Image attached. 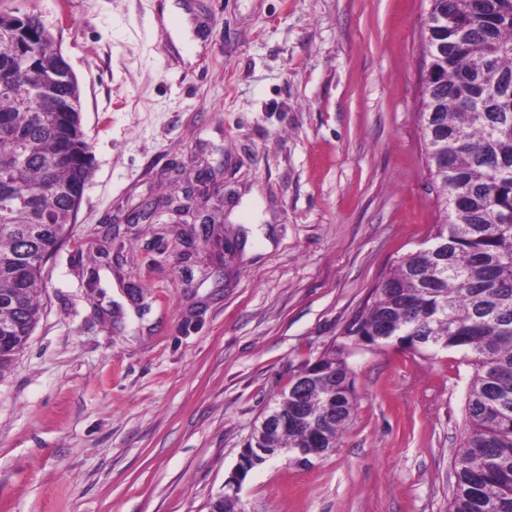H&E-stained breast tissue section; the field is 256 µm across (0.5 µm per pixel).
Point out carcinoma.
Here are the masks:
<instances>
[{
	"mask_svg": "<svg viewBox=\"0 0 512 512\" xmlns=\"http://www.w3.org/2000/svg\"><path fill=\"white\" fill-rule=\"evenodd\" d=\"M421 130L443 216L429 243L402 256L372 291L346 335L357 346L396 343L428 353L458 350L475 366L465 405L467 432L454 460L448 512H512V0H430ZM12 36L0 15V71L11 67ZM55 57L20 77L37 91L74 96ZM78 112L46 98L0 94V372L40 319L43 266L74 223L72 198L91 175ZM54 195L43 194L46 185ZM298 410L282 392L271 411L287 425L261 445L307 448L309 428L325 447L355 411L346 347L304 367Z\"/></svg>",
	"mask_w": 512,
	"mask_h": 512,
	"instance_id": "carcinoma-1",
	"label": "carcinoma"
}]
</instances>
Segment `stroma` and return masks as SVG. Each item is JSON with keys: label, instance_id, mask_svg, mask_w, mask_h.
Masks as SVG:
<instances>
[{"label": "stroma", "instance_id": "35a3bbf8", "mask_svg": "<svg viewBox=\"0 0 512 512\" xmlns=\"http://www.w3.org/2000/svg\"><path fill=\"white\" fill-rule=\"evenodd\" d=\"M0 0L38 15L81 91L92 174L0 374V512H208L254 425L440 219L421 131L429 0ZM215 180L198 188L201 167ZM194 187L191 210L122 218ZM357 409L243 512H447L475 373L354 350Z\"/></svg>", "mask_w": 512, "mask_h": 512}]
</instances>
